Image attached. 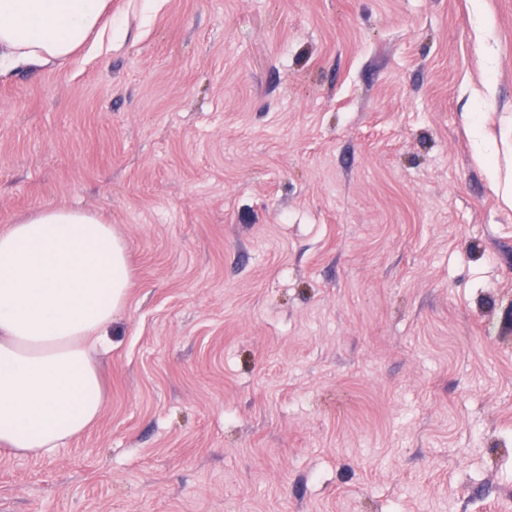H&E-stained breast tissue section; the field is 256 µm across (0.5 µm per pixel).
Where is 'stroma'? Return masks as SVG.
Wrapping results in <instances>:
<instances>
[{
  "instance_id": "35a3bbf8",
  "label": "stroma",
  "mask_w": 512,
  "mask_h": 512,
  "mask_svg": "<svg viewBox=\"0 0 512 512\" xmlns=\"http://www.w3.org/2000/svg\"><path fill=\"white\" fill-rule=\"evenodd\" d=\"M512 0H112L0 75V231L98 216L97 422L0 512H512Z\"/></svg>"
}]
</instances>
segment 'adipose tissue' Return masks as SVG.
Segmentation results:
<instances>
[{
	"mask_svg": "<svg viewBox=\"0 0 512 512\" xmlns=\"http://www.w3.org/2000/svg\"><path fill=\"white\" fill-rule=\"evenodd\" d=\"M112 0H0V58L45 66L102 36ZM131 286L96 215L47 207L0 232V449L43 456L100 415L92 351Z\"/></svg>",
	"mask_w": 512,
	"mask_h": 512,
	"instance_id": "obj_1",
	"label": "adipose tissue"
}]
</instances>
